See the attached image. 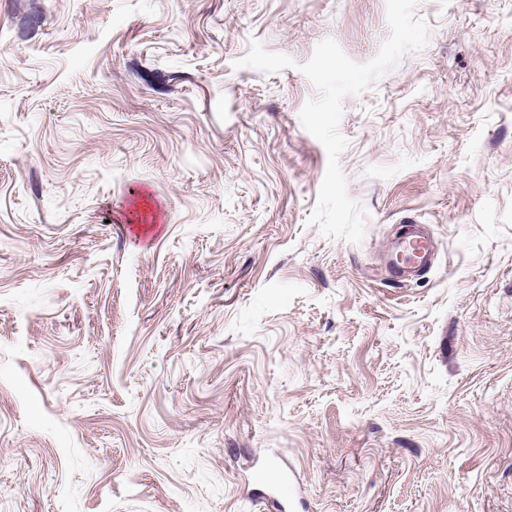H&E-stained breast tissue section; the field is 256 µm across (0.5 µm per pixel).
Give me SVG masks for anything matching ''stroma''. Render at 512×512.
Wrapping results in <instances>:
<instances>
[{"label": "stroma", "mask_w": 512, "mask_h": 512, "mask_svg": "<svg viewBox=\"0 0 512 512\" xmlns=\"http://www.w3.org/2000/svg\"><path fill=\"white\" fill-rule=\"evenodd\" d=\"M417 13L344 102L351 244L298 66L386 0H0V512H273L257 459L305 512H512V0ZM433 242L426 236L417 224L408 226L402 241L395 247L390 262L398 279H405L413 269L428 262L433 251ZM403 252L402 261L396 260V254Z\"/></svg>", "instance_id": "35a3bbf8"}]
</instances>
